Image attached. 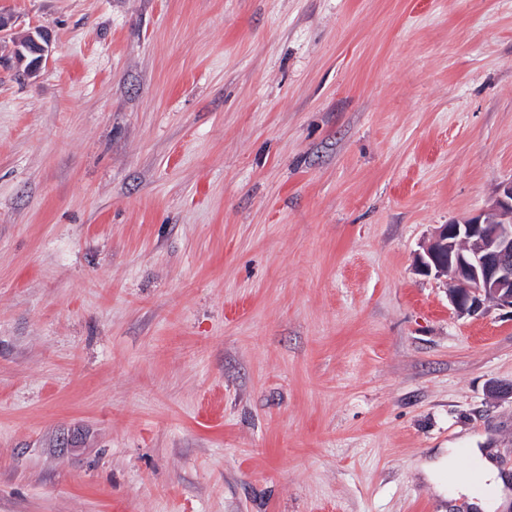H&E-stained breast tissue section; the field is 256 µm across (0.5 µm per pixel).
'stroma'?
Segmentation results:
<instances>
[{
  "instance_id": "35a3bbf8",
  "label": "stroma",
  "mask_w": 512,
  "mask_h": 512,
  "mask_svg": "<svg viewBox=\"0 0 512 512\" xmlns=\"http://www.w3.org/2000/svg\"><path fill=\"white\" fill-rule=\"evenodd\" d=\"M0 512H470L512 317L414 256L512 181V0H0ZM51 52V37L42 29L31 31L24 37L13 39L11 42L12 58L26 76H35Z\"/></svg>"
}]
</instances>
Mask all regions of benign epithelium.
<instances>
[{
	"mask_svg": "<svg viewBox=\"0 0 512 512\" xmlns=\"http://www.w3.org/2000/svg\"><path fill=\"white\" fill-rule=\"evenodd\" d=\"M51 52V37L42 29L11 42L12 58L30 77ZM414 265L417 272L445 284L459 317L473 316L488 303L512 309V181L499 189L483 215L437 225Z\"/></svg>",
	"mask_w": 512,
	"mask_h": 512,
	"instance_id": "obj_1",
	"label": "benign epithelium"
}]
</instances>
